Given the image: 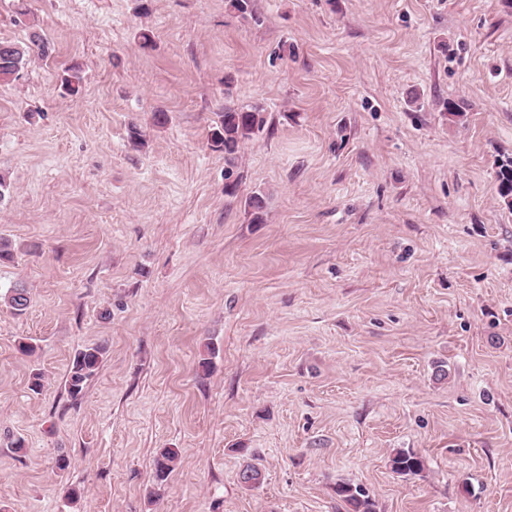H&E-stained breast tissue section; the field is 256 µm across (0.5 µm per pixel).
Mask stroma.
I'll return each instance as SVG.
<instances>
[{
  "label": "stroma",
  "instance_id": "obj_1",
  "mask_svg": "<svg viewBox=\"0 0 512 512\" xmlns=\"http://www.w3.org/2000/svg\"><path fill=\"white\" fill-rule=\"evenodd\" d=\"M35 31L0 83V512H512V0H0ZM228 104L267 117L230 169ZM31 52L47 56L49 43L37 33H32L29 44L25 45L0 41V82H9L16 79ZM106 348L102 345H92L77 352L70 361L66 379L68 392L71 396H78L87 381L97 372ZM390 466L395 474L401 476L417 475L424 468L422 456L406 450H397L390 459ZM334 493L347 505V512H375L369 492L360 485L340 482L336 484Z\"/></svg>",
  "mask_w": 512,
  "mask_h": 512
}]
</instances>
